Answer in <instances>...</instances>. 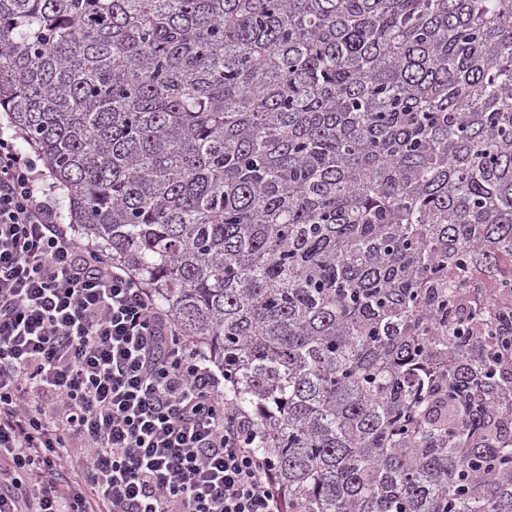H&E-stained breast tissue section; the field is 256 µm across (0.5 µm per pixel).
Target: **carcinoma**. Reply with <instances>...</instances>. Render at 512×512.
Masks as SVG:
<instances>
[{"label": "carcinoma", "mask_w": 512, "mask_h": 512, "mask_svg": "<svg viewBox=\"0 0 512 512\" xmlns=\"http://www.w3.org/2000/svg\"><path fill=\"white\" fill-rule=\"evenodd\" d=\"M0 112L284 512H512V0H0Z\"/></svg>", "instance_id": "cac0c4a2"}]
</instances>
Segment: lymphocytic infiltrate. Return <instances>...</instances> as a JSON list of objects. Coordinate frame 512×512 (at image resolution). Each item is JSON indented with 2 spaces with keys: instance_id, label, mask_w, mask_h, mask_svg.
I'll use <instances>...</instances> for the list:
<instances>
[{
  "instance_id": "lymphocytic-infiltrate-1",
  "label": "lymphocytic infiltrate",
  "mask_w": 512,
  "mask_h": 512,
  "mask_svg": "<svg viewBox=\"0 0 512 512\" xmlns=\"http://www.w3.org/2000/svg\"><path fill=\"white\" fill-rule=\"evenodd\" d=\"M0 135V512H282L209 357Z\"/></svg>"
}]
</instances>
